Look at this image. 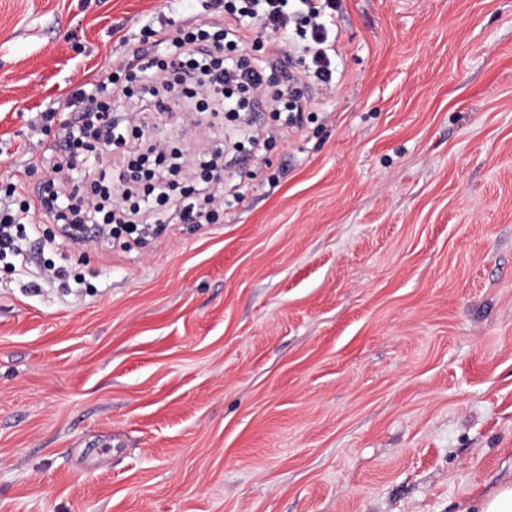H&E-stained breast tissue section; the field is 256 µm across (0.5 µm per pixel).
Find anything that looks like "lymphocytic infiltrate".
<instances>
[{
    "label": "lymphocytic infiltrate",
    "mask_w": 512,
    "mask_h": 512,
    "mask_svg": "<svg viewBox=\"0 0 512 512\" xmlns=\"http://www.w3.org/2000/svg\"><path fill=\"white\" fill-rule=\"evenodd\" d=\"M298 1L294 10L291 0H215L218 15L173 33L150 30L154 51L136 52L92 86L72 90L69 112L48 145L55 162L46 180L32 193L18 179L1 191L12 204L0 208V257L20 254L25 225L36 214L60 224L80 245L103 237L112 224L130 234L136 225L163 224L172 214L183 222L203 218V204L217 203V196L204 193L199 205L175 197L170 176L178 151L113 115L112 101L134 98L140 111L166 112L174 92L190 112L236 115L265 106L276 112L283 132L301 129L307 100L299 84L328 86L336 74L337 3ZM259 29L273 35L278 48L296 30L305 42L304 73L280 70V84H272L269 73L279 70L277 58L252 61L246 54ZM223 156L204 149L180 158L209 185L224 179Z\"/></svg>",
    "instance_id": "obj_1"
}]
</instances>
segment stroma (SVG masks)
I'll return each mask as SVG.
<instances>
[{
	"mask_svg": "<svg viewBox=\"0 0 512 512\" xmlns=\"http://www.w3.org/2000/svg\"><path fill=\"white\" fill-rule=\"evenodd\" d=\"M211 12L0 0V184L43 180L45 113L144 27ZM335 30V86L217 223L125 250L40 218L0 261V512H469L512 481V0H340Z\"/></svg>",
	"mask_w": 512,
	"mask_h": 512,
	"instance_id": "1",
	"label": "stroma"
}]
</instances>
